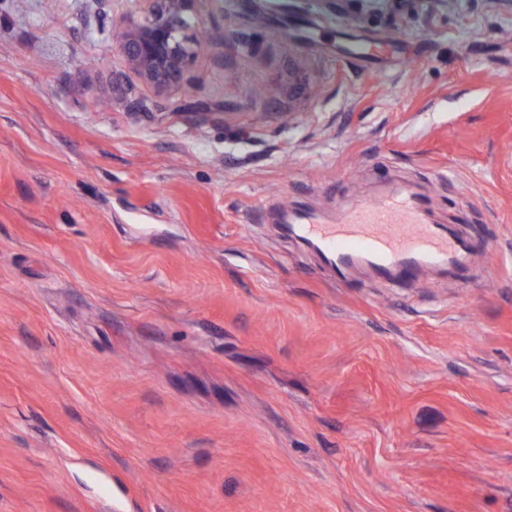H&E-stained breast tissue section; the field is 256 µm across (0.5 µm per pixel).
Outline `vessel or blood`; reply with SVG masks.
Listing matches in <instances>:
<instances>
[{
    "instance_id": "b4317fda",
    "label": "vessel or blood",
    "mask_w": 512,
    "mask_h": 512,
    "mask_svg": "<svg viewBox=\"0 0 512 512\" xmlns=\"http://www.w3.org/2000/svg\"><path fill=\"white\" fill-rule=\"evenodd\" d=\"M295 233L340 279L357 262L411 280L433 267L463 268L472 255L465 240L427 222L419 197L400 189L353 202L336 223L296 225Z\"/></svg>"
}]
</instances>
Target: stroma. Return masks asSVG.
Here are the masks:
<instances>
[{
  "mask_svg": "<svg viewBox=\"0 0 512 512\" xmlns=\"http://www.w3.org/2000/svg\"><path fill=\"white\" fill-rule=\"evenodd\" d=\"M137 11L0 0V512H512V11L204 0L190 99ZM394 185L463 271L286 231Z\"/></svg>",
  "mask_w": 512,
  "mask_h": 512,
  "instance_id": "stroma-1",
  "label": "stroma"
}]
</instances>
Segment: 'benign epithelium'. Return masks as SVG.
<instances>
[{
  "mask_svg": "<svg viewBox=\"0 0 512 512\" xmlns=\"http://www.w3.org/2000/svg\"><path fill=\"white\" fill-rule=\"evenodd\" d=\"M140 16L115 42L124 68L156 90L181 85L193 88L188 66L198 53V33L204 28L199 10L203 0H138Z\"/></svg>",
  "mask_w": 512,
  "mask_h": 512,
  "instance_id": "1",
  "label": "benign epithelium"
}]
</instances>
